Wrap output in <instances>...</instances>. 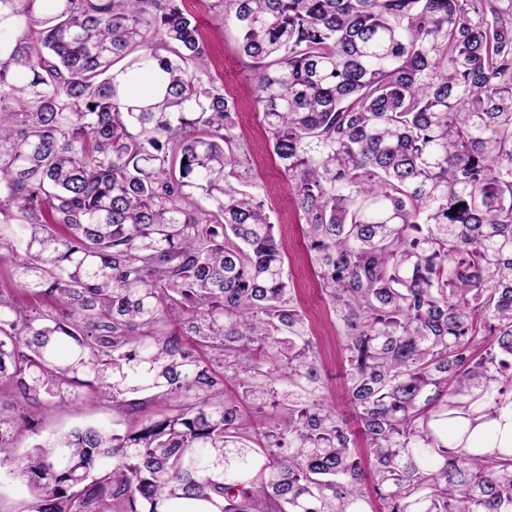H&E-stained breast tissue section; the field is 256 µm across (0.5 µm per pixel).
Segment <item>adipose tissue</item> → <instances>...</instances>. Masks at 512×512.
Segmentation results:
<instances>
[{
	"mask_svg": "<svg viewBox=\"0 0 512 512\" xmlns=\"http://www.w3.org/2000/svg\"><path fill=\"white\" fill-rule=\"evenodd\" d=\"M432 426L445 446H462L479 455L497 452L512 456V402L493 414L480 404L464 411L453 409Z\"/></svg>",
	"mask_w": 512,
	"mask_h": 512,
	"instance_id": "adipose-tissue-1",
	"label": "adipose tissue"
}]
</instances>
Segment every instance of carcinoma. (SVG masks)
Returning a JSON list of instances; mask_svg holds the SVG:
<instances>
[{
    "mask_svg": "<svg viewBox=\"0 0 512 512\" xmlns=\"http://www.w3.org/2000/svg\"><path fill=\"white\" fill-rule=\"evenodd\" d=\"M217 5L256 64L358 430L322 394L263 201L230 181L235 105L183 0H0V223L25 243L16 292L51 301L0 292V470L27 512H512V458L429 426L512 400V0ZM85 392L124 429L16 454L31 404ZM157 399L172 412L145 416Z\"/></svg>",
    "mask_w": 512,
    "mask_h": 512,
    "instance_id": "1",
    "label": "carcinoma"
}]
</instances>
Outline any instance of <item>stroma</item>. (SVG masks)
<instances>
[{"instance_id":"obj_1","label":"stroma","mask_w":512,"mask_h":512,"mask_svg":"<svg viewBox=\"0 0 512 512\" xmlns=\"http://www.w3.org/2000/svg\"><path fill=\"white\" fill-rule=\"evenodd\" d=\"M184 7L199 22L213 76L223 82L226 94L235 104L236 152L244 159L238 172L251 190L261 197L270 213L284 255L293 301L308 319L322 368L323 393L338 413L349 414L343 390L342 331L314 274L303 240L293 189L275 163L260 123L252 81L253 62L240 54L237 32L225 27L215 9L210 8L205 0L199 5L185 0ZM122 418L121 411L111 403L86 394L66 406L37 408L34 431L19 432L16 445L23 451L31 446L35 437L46 438L88 425L112 429Z\"/></svg>"}]
</instances>
